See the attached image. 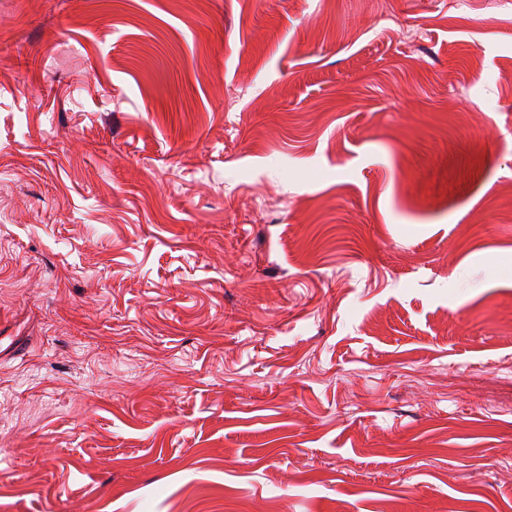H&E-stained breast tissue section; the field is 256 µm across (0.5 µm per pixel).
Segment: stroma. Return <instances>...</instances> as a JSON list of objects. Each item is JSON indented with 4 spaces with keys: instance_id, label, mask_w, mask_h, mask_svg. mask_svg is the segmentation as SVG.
I'll return each instance as SVG.
<instances>
[{
    "instance_id": "35a3bbf8",
    "label": "stroma",
    "mask_w": 512,
    "mask_h": 512,
    "mask_svg": "<svg viewBox=\"0 0 512 512\" xmlns=\"http://www.w3.org/2000/svg\"><path fill=\"white\" fill-rule=\"evenodd\" d=\"M0 512H512V0H0Z\"/></svg>"
}]
</instances>
